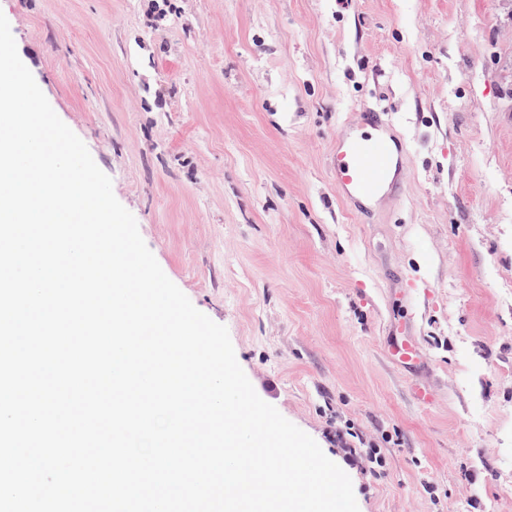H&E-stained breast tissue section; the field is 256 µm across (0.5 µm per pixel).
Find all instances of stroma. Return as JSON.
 Here are the masks:
<instances>
[{"mask_svg":"<svg viewBox=\"0 0 512 512\" xmlns=\"http://www.w3.org/2000/svg\"><path fill=\"white\" fill-rule=\"evenodd\" d=\"M0 13L165 275L349 475L359 512H512V0ZM373 106L392 114L409 189L363 224L330 160ZM397 314L420 366L388 351Z\"/></svg>","mask_w":512,"mask_h":512,"instance_id":"obj_1","label":"stroma"}]
</instances>
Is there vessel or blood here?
Instances as JSON below:
<instances>
[{
  "instance_id": "1",
  "label": "vessel or blood",
  "mask_w": 512,
  "mask_h": 512,
  "mask_svg": "<svg viewBox=\"0 0 512 512\" xmlns=\"http://www.w3.org/2000/svg\"><path fill=\"white\" fill-rule=\"evenodd\" d=\"M404 147L393 121L382 108H368L349 120L337 136L331 155V181L339 198L359 219L374 206L404 198Z\"/></svg>"
}]
</instances>
